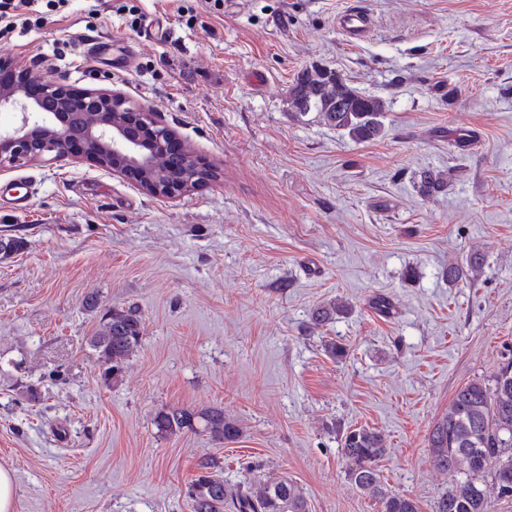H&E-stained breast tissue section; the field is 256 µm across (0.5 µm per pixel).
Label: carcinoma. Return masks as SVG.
<instances>
[{"instance_id": "obj_1", "label": "carcinoma", "mask_w": 512, "mask_h": 512, "mask_svg": "<svg viewBox=\"0 0 512 512\" xmlns=\"http://www.w3.org/2000/svg\"><path fill=\"white\" fill-rule=\"evenodd\" d=\"M288 105L301 116L316 113L325 124L360 142L384 134L385 101L363 94L335 70L316 66L304 70L289 89ZM196 174L191 158L166 155L150 177L187 182ZM446 186L440 172L426 169L419 174L418 189L424 196L439 193ZM482 265V255L476 251L466 265H448V283L478 276ZM347 311L348 306L341 301L320 304L310 313L309 329L322 328ZM142 335V318L135 308L114 306L102 314L91 346L104 383L119 381ZM152 423L162 438L188 431L204 432L212 441L224 444L241 434L238 424L217 407L200 411L164 407L154 414ZM428 447L437 468L460 475L437 498L433 512H491L492 496L512 497L511 357L501 363L493 384L474 380L455 392L429 433ZM341 451L347 461L348 479L376 500L380 512H422L412 495L386 490L379 464L387 454V445L379 430L359 427L346 431ZM198 467L199 473L187 489L192 512H309L301 489L284 477L230 485L208 474L215 467L214 460L206 458ZM487 472L491 475L489 484L484 480Z\"/></svg>"}]
</instances>
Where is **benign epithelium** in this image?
Here are the masks:
<instances>
[{
    "mask_svg": "<svg viewBox=\"0 0 512 512\" xmlns=\"http://www.w3.org/2000/svg\"><path fill=\"white\" fill-rule=\"evenodd\" d=\"M33 81L42 86L37 99L25 93ZM0 112L14 116L10 125H0L1 172L47 156L67 158L77 143L81 156L132 178L153 196L184 195L215 174V168L201 164V179L191 184L146 178L156 157L169 150L173 131L156 121L152 107L132 102L120 91L90 89L77 95L63 76L22 71L11 86H0ZM114 112L122 114V120L111 121Z\"/></svg>",
    "mask_w": 512,
    "mask_h": 512,
    "instance_id": "benign-epithelium-1",
    "label": "benign epithelium"
}]
</instances>
